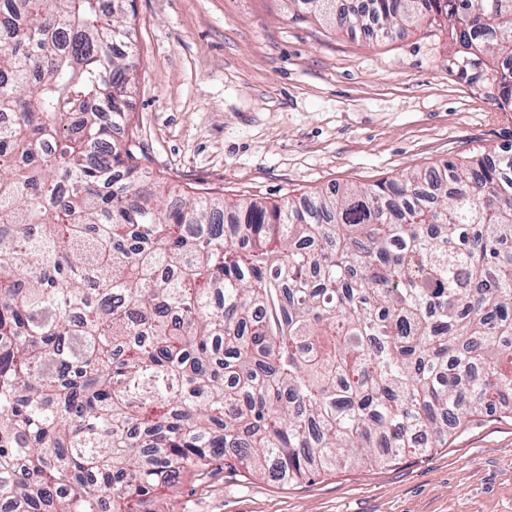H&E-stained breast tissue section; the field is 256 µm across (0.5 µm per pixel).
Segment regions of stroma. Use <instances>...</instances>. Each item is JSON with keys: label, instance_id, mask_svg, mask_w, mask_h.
Instances as JSON below:
<instances>
[{"label": "stroma", "instance_id": "35a3bbf8", "mask_svg": "<svg viewBox=\"0 0 512 512\" xmlns=\"http://www.w3.org/2000/svg\"><path fill=\"white\" fill-rule=\"evenodd\" d=\"M129 112L154 176L225 200L371 185L512 147V111L446 27L336 31L298 0H134ZM177 512H512V417L481 410L445 445L283 484L218 471Z\"/></svg>", "mask_w": 512, "mask_h": 512}]
</instances>
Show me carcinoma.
Returning <instances> with one entry per match:
<instances>
[{"instance_id":"1","label":"carcinoma","mask_w":512,"mask_h":512,"mask_svg":"<svg viewBox=\"0 0 512 512\" xmlns=\"http://www.w3.org/2000/svg\"><path fill=\"white\" fill-rule=\"evenodd\" d=\"M125 2L0 0V500L176 512L219 466L288 483L512 414V155L179 192L138 163ZM301 2L388 38L444 20L512 109V0Z\"/></svg>"}]
</instances>
